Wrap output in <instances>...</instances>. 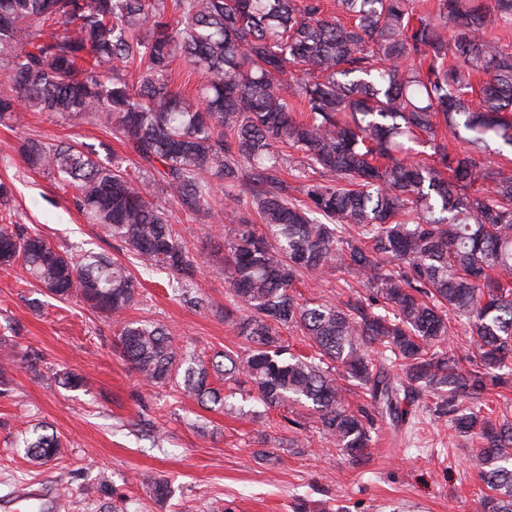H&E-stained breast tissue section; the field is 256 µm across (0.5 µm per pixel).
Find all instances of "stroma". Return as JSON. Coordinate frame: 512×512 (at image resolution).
Here are the masks:
<instances>
[{"instance_id":"stroma-1","label":"stroma","mask_w":512,"mask_h":512,"mask_svg":"<svg viewBox=\"0 0 512 512\" xmlns=\"http://www.w3.org/2000/svg\"><path fill=\"white\" fill-rule=\"evenodd\" d=\"M25 137L90 145L98 157L116 160L132 179L140 172L125 161L111 131L89 121L70 122L43 112L26 124L0 122V180L11 183L9 208L0 224H19L77 257L92 250L123 262L142 284L127 319L162 325L176 346L201 359L229 349L244 353L224 310V239L207 224L188 222L177 203L159 195L198 269L193 288L203 309L186 305L168 285L165 271L142 269L121 242L88 223L73 192L26 168L18 153ZM358 279L347 272L307 278L303 298L345 300ZM21 267L0 270V495L21 482L48 479L65 495L64 512H479L484 488L478 442L458 436L446 418L424 404L407 405L400 428L379 424L359 462L336 449L298 405L247 416L206 409L172 387H150L115 351V328L106 314L78 298L30 301ZM41 352L40 372L24 356ZM73 371L82 384L69 388L57 373ZM46 423L63 443L56 459L40 465L19 446L22 433ZM162 477L172 497L158 503L145 485Z\"/></svg>"}]
</instances>
